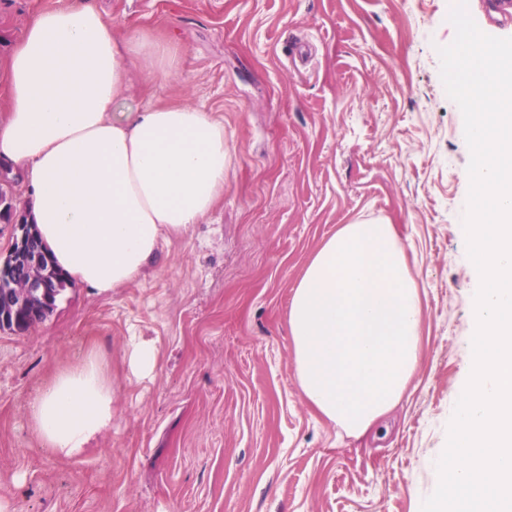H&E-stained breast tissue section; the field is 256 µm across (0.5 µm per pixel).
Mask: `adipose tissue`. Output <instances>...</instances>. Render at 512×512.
I'll use <instances>...</instances> for the list:
<instances>
[{"mask_svg":"<svg viewBox=\"0 0 512 512\" xmlns=\"http://www.w3.org/2000/svg\"><path fill=\"white\" fill-rule=\"evenodd\" d=\"M179 53L146 31L115 36L94 0H69L36 13L0 61V164L28 183V220L67 285L109 292L138 279L224 193L223 120L190 103L112 112L134 69L164 86ZM421 309L394 226L341 225L290 301L304 400L347 435L366 434L418 365ZM108 367L88 352L28 399L52 454L73 457L111 427Z\"/></svg>","mask_w":512,"mask_h":512,"instance_id":"adipose-tissue-1","label":"adipose tissue"}]
</instances>
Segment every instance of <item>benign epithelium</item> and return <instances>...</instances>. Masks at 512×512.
Segmentation results:
<instances>
[{"label": "benign epithelium", "instance_id": "1", "mask_svg": "<svg viewBox=\"0 0 512 512\" xmlns=\"http://www.w3.org/2000/svg\"><path fill=\"white\" fill-rule=\"evenodd\" d=\"M20 229L10 251L0 257V322H18L27 313L55 308L61 284L58 274L31 244L29 224L12 220Z\"/></svg>", "mask_w": 512, "mask_h": 512}]
</instances>
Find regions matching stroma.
<instances>
[{
	"mask_svg": "<svg viewBox=\"0 0 512 512\" xmlns=\"http://www.w3.org/2000/svg\"><path fill=\"white\" fill-rule=\"evenodd\" d=\"M0 0V60L41 9ZM123 37L174 36L180 71L134 70L130 109L224 119V195L136 281L72 287L0 331L7 512H421L470 362V150L440 75L452 0H98ZM395 225L423 298L418 366L382 434L351 437L301 395L293 291L343 224ZM156 367L129 365L132 341ZM110 360L112 426L76 457L41 448L29 396L88 350ZM156 359V351L150 345L140 344L130 351V366L136 374L151 373L155 368Z\"/></svg>",
	"mask_w": 512,
	"mask_h": 512,
	"instance_id": "stroma-1",
	"label": "stroma"
}]
</instances>
